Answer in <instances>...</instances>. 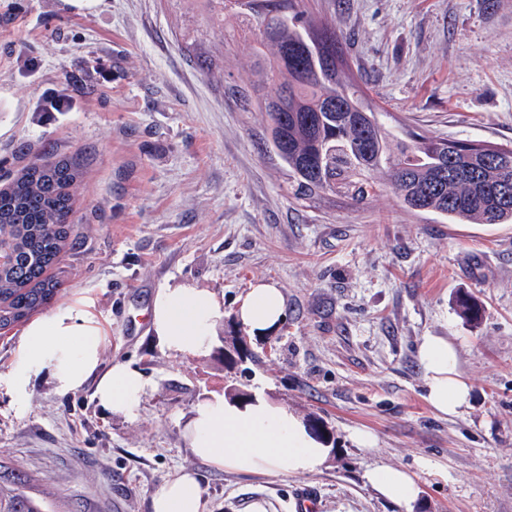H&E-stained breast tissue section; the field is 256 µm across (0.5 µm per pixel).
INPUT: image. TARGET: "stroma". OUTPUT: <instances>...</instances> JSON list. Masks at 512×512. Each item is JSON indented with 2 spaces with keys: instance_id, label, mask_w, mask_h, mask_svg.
I'll return each instance as SVG.
<instances>
[{
  "instance_id": "obj_1",
  "label": "stroma",
  "mask_w": 512,
  "mask_h": 512,
  "mask_svg": "<svg viewBox=\"0 0 512 512\" xmlns=\"http://www.w3.org/2000/svg\"><path fill=\"white\" fill-rule=\"evenodd\" d=\"M331 23L344 73L393 135L512 144V0H304ZM201 38L222 76L185 47ZM255 31L214 34L184 0H0V187L34 161L76 157L70 240L49 269L57 304L88 303L103 367L148 380L136 415L103 409L94 381L66 394L44 378L18 410L0 386V463L29 478L52 512H151L181 470L208 512H399L367 485L398 466L423 489L417 512H512V224H451L380 188L364 202L301 199L239 92ZM57 109H50V102ZM281 288L276 333L242 330L253 283ZM191 285L224 307V348L247 359L163 347L151 329L159 289ZM482 306L478 322L460 297ZM448 337L470 403L444 417L425 400L417 348ZM264 389L318 421L333 451L301 475H242L190 450L196 404ZM370 433L366 452L354 433Z\"/></svg>"
}]
</instances>
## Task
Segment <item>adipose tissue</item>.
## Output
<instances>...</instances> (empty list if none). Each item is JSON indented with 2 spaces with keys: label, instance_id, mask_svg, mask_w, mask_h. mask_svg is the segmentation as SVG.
<instances>
[{
  "label": "adipose tissue",
  "instance_id": "ef3b65f1",
  "mask_svg": "<svg viewBox=\"0 0 512 512\" xmlns=\"http://www.w3.org/2000/svg\"><path fill=\"white\" fill-rule=\"evenodd\" d=\"M236 316L249 332H274L285 316V297L275 284L253 285L240 302ZM224 317L212 293L180 285L157 292L151 326L169 351L192 357L208 355ZM104 337L86 309L67 304L31 321L22 331L12 366L0 375L18 405H26L29 387L47 375L55 389L66 393L96 378L95 395L104 409L135 415L147 390L142 373L127 363L101 370ZM426 381V401L442 416H456L467 407L469 384L457 373L458 352L444 336H427L417 349ZM190 448L197 457L238 474H306L328 459L330 450L287 407L264 395L249 401L215 395L201 401L187 426ZM365 483L379 497L415 512L422 490L416 477L394 466L365 470ZM152 512H207L197 477L184 472L151 495Z\"/></svg>",
  "mask_w": 512,
  "mask_h": 512
}]
</instances>
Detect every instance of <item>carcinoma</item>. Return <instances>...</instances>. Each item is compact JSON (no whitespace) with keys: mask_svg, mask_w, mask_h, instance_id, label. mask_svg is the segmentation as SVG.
<instances>
[{"mask_svg":"<svg viewBox=\"0 0 512 512\" xmlns=\"http://www.w3.org/2000/svg\"><path fill=\"white\" fill-rule=\"evenodd\" d=\"M212 27L224 18L238 26L257 21L253 95L247 104L265 116L268 143L308 193H342L362 200L373 174L414 211L452 224H512V145L444 141L414 135L396 141L366 111L360 91L342 79L336 30L312 29L302 0H255L224 13V0H204ZM82 175L78 158L33 163L0 189V330L28 320L60 293L45 276L69 242L72 188ZM460 314L478 320L479 304L459 301ZM22 472L0 464V512H45L26 491Z\"/></svg>","mask_w":512,"mask_h":512,"instance_id":"cac0c4a2","label":"carcinoma"}]
</instances>
